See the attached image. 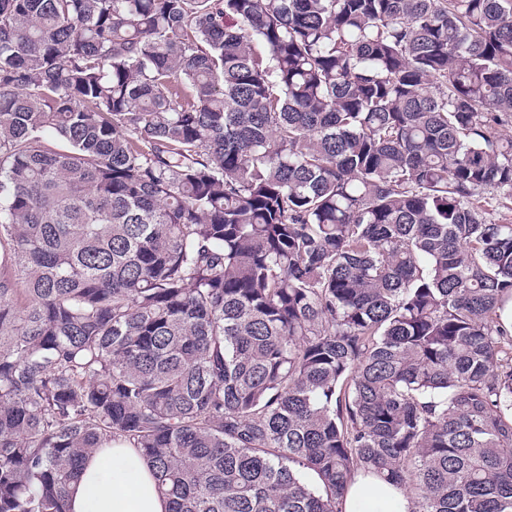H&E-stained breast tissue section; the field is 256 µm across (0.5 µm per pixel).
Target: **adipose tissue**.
<instances>
[{"label": "adipose tissue", "instance_id": "ef3b65f1", "mask_svg": "<svg viewBox=\"0 0 512 512\" xmlns=\"http://www.w3.org/2000/svg\"><path fill=\"white\" fill-rule=\"evenodd\" d=\"M342 512H413L404 487L374 473L356 475L340 503ZM152 469L125 444L101 449L71 489L70 512H167Z\"/></svg>", "mask_w": 512, "mask_h": 512}]
</instances>
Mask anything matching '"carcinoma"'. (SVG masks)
Listing matches in <instances>:
<instances>
[{"label":"carcinoma","instance_id":"1","mask_svg":"<svg viewBox=\"0 0 512 512\" xmlns=\"http://www.w3.org/2000/svg\"><path fill=\"white\" fill-rule=\"evenodd\" d=\"M511 127L512 0H0V512H512ZM152 469L135 448H102L71 488L70 512H167ZM415 506L402 486L374 473H360L340 503L342 512H413Z\"/></svg>","mask_w":512,"mask_h":512}]
</instances>
